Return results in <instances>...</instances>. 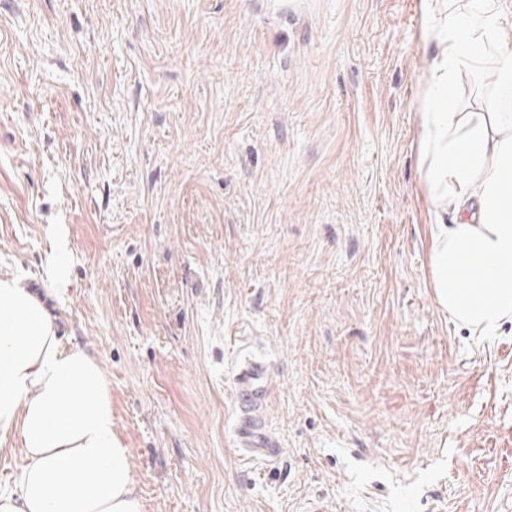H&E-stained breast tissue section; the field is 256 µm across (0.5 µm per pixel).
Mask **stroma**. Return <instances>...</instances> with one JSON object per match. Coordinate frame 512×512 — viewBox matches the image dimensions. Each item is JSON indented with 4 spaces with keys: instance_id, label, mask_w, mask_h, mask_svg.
Returning a JSON list of instances; mask_svg holds the SVG:
<instances>
[{
    "instance_id": "35a3bbf8",
    "label": "stroma",
    "mask_w": 512,
    "mask_h": 512,
    "mask_svg": "<svg viewBox=\"0 0 512 512\" xmlns=\"http://www.w3.org/2000/svg\"><path fill=\"white\" fill-rule=\"evenodd\" d=\"M426 0H0V276L96 358L144 512H512V322L437 303ZM269 368L278 454L238 455ZM238 413L237 434L245 448H238L249 459H273L278 449L268 437L262 422L255 416L256 408L271 393L267 365L250 360L241 365L235 376Z\"/></svg>"
}]
</instances>
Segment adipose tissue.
I'll use <instances>...</instances> for the list:
<instances>
[{
  "label": "adipose tissue",
  "mask_w": 512,
  "mask_h": 512,
  "mask_svg": "<svg viewBox=\"0 0 512 512\" xmlns=\"http://www.w3.org/2000/svg\"><path fill=\"white\" fill-rule=\"evenodd\" d=\"M512 27L507 0H443L421 143L437 216L431 267L459 328L489 335L512 320ZM495 68L501 92L458 111L462 75ZM25 464L0 512H143L132 455L112 423L97 360L64 346L42 300L0 277V443Z\"/></svg>",
  "instance_id": "ef3b65f1"
}]
</instances>
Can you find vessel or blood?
<instances>
[{"mask_svg": "<svg viewBox=\"0 0 512 512\" xmlns=\"http://www.w3.org/2000/svg\"><path fill=\"white\" fill-rule=\"evenodd\" d=\"M238 413L237 434L241 454L249 459H272L278 450L268 437L262 422L256 417V408L271 393L269 371L265 363L250 360L241 365L235 376Z\"/></svg>", "mask_w": 512, "mask_h": 512, "instance_id": "obj_1", "label": "vessel or blood"}]
</instances>
